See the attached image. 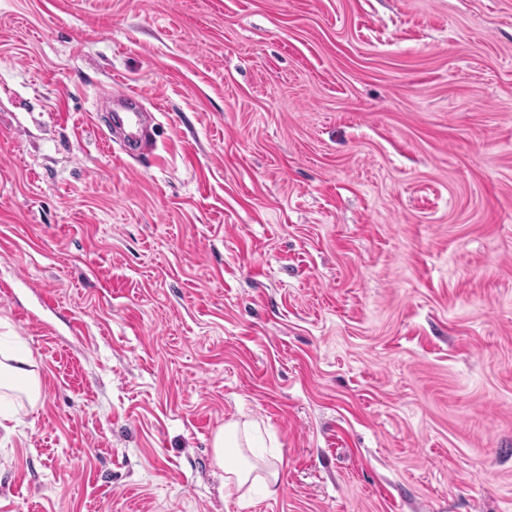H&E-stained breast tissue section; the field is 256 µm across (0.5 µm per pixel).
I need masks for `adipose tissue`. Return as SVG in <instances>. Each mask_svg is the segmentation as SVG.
<instances>
[{"label":"adipose tissue","instance_id":"obj_1","mask_svg":"<svg viewBox=\"0 0 512 512\" xmlns=\"http://www.w3.org/2000/svg\"><path fill=\"white\" fill-rule=\"evenodd\" d=\"M23 396L29 402L40 397V380L30 359L0 350V402L10 395ZM260 428L257 422L227 421L213 439L214 462L225 472L226 494L240 492L244 487L261 486L267 496L278 492L280 460L251 457L244 451L251 445Z\"/></svg>","mask_w":512,"mask_h":512}]
</instances>
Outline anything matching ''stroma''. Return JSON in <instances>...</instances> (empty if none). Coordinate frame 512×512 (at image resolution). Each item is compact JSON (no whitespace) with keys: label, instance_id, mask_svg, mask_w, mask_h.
Segmentation results:
<instances>
[{"label":"stroma","instance_id":"35a3bbf8","mask_svg":"<svg viewBox=\"0 0 512 512\" xmlns=\"http://www.w3.org/2000/svg\"><path fill=\"white\" fill-rule=\"evenodd\" d=\"M1 348L0 512H512V0H0ZM139 97L140 95L136 90L124 88L113 90V92L110 91L101 101V104L110 107L108 116L109 133L112 134V125L122 128L125 133L124 150L129 153L138 152L142 149V130L149 116L146 112L138 111L112 113V100L133 105L138 101ZM109 133L103 131L104 136L111 141ZM0 357V402L13 394L23 396L30 403L37 402L40 380L32 361L2 349ZM260 432L259 424L255 421L240 422L229 420L224 423L213 439L214 462L220 469H224V490L226 495L239 493L248 485V490L254 485H260L268 497L278 492L280 481L281 459L269 460L259 457L253 451V439ZM246 449L251 456L245 453ZM237 450V458L230 462L228 451Z\"/></svg>","mask_w":512,"mask_h":512}]
</instances>
